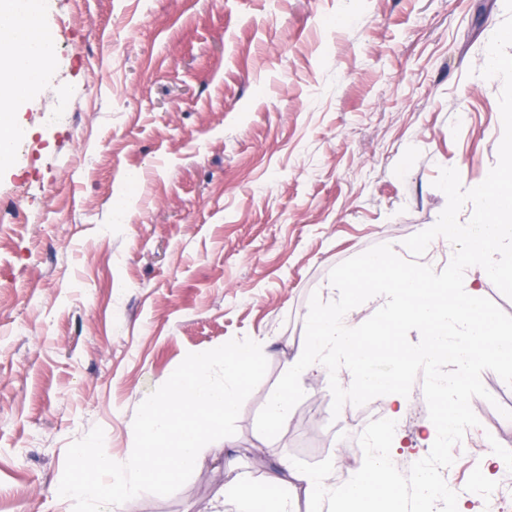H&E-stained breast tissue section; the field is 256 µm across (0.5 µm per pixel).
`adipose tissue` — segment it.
Here are the masks:
<instances>
[{
    "label": "adipose tissue",
    "mask_w": 512,
    "mask_h": 512,
    "mask_svg": "<svg viewBox=\"0 0 512 512\" xmlns=\"http://www.w3.org/2000/svg\"><path fill=\"white\" fill-rule=\"evenodd\" d=\"M37 33L22 25L17 0H0V125L10 122L14 103L24 96L38 76L41 58L36 54ZM403 435L380 439L376 453L368 454L363 466L344 480H336L330 470L305 471L288 462H280L279 473L269 482L268 492L247 478L236 477L232 493L238 512H291V504L277 489L295 480L306 498L329 502L337 512H405L397 483L391 476L390 459L402 447Z\"/></svg>",
    "instance_id": "obj_1"
}]
</instances>
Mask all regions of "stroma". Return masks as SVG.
I'll return each mask as SVG.
<instances>
[{
	"mask_svg": "<svg viewBox=\"0 0 512 512\" xmlns=\"http://www.w3.org/2000/svg\"><path fill=\"white\" fill-rule=\"evenodd\" d=\"M504 0H62L63 50L12 125L30 147L0 167V512H72L56 498L69 445L93 427L116 461L138 406L188 353L261 343L264 379L233 436L204 447L175 493L128 512H208L281 458L361 467L357 422L385 397L332 410L311 378L273 439L256 429L305 343L312 294L338 264L405 240L447 204L453 167L484 181L503 134L501 78H483ZM62 104L70 124L45 127ZM488 398L463 498L512 455V387Z\"/></svg>",
	"mask_w": 512,
	"mask_h": 512,
	"instance_id": "stroma-1",
	"label": "stroma"
}]
</instances>
